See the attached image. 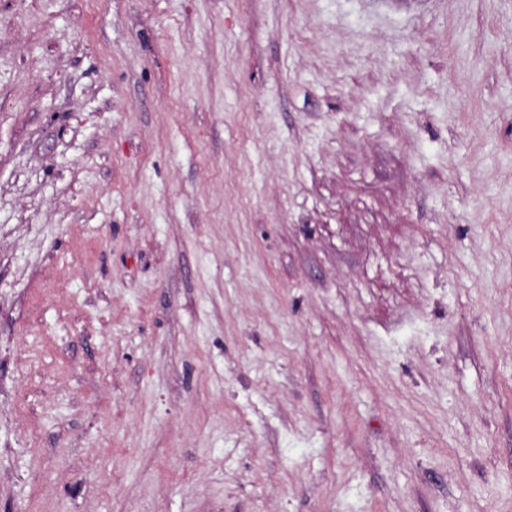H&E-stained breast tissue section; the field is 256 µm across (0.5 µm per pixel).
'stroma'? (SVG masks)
Wrapping results in <instances>:
<instances>
[{"instance_id":"stroma-1","label":"stroma","mask_w":512,"mask_h":512,"mask_svg":"<svg viewBox=\"0 0 512 512\" xmlns=\"http://www.w3.org/2000/svg\"><path fill=\"white\" fill-rule=\"evenodd\" d=\"M0 512H512V0H0Z\"/></svg>"}]
</instances>
